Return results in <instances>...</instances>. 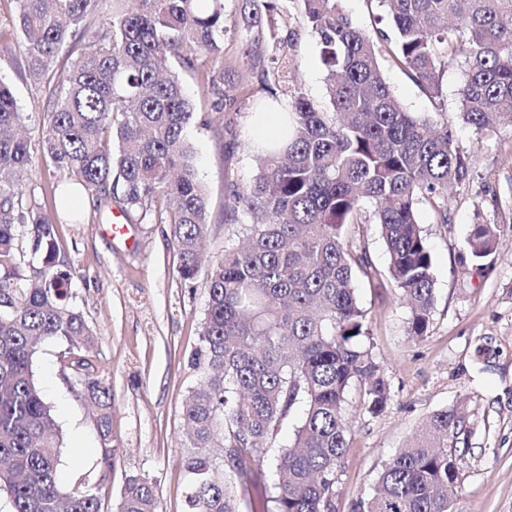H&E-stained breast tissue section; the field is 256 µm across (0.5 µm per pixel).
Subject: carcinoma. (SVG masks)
<instances>
[{"instance_id":"cac0c4a2","label":"carcinoma","mask_w":512,"mask_h":512,"mask_svg":"<svg viewBox=\"0 0 512 512\" xmlns=\"http://www.w3.org/2000/svg\"><path fill=\"white\" fill-rule=\"evenodd\" d=\"M29 79L48 87L39 146L67 179L128 217L172 225L178 273L196 278L208 234L205 191L185 129L196 112L175 69L211 55V84L224 79L225 0H112L92 28L99 0H14ZM241 13L260 28L278 0H250ZM327 71L329 107L288 91V53L246 100L278 120L282 138L255 141L252 182L231 183L229 208L251 216L243 243L208 263L207 308L197 352L201 380L182 404L194 448L183 460L189 512H243L236 483L264 474L265 454L285 422L278 481L266 512H335L336 480L351 424L345 396L357 381L363 409L390 400L381 366L361 341L365 311L354 282L379 276L347 226L370 218L390 255L389 277L409 307V335L427 334L435 302L433 258L418 222L428 204L448 223V188L466 175L451 130L408 112L381 70L377 42L354 26L342 0H301ZM394 29L388 54L432 99L443 94L448 55L464 56L459 118L476 133L512 124V0H378ZM84 50L59 75L73 40ZM23 113L0 79V492L11 512H100L90 489L57 477L59 429L35 378L43 342L69 345L67 369L95 410L101 460L112 467V394L91 360L97 337L70 303L72 266L55 230L58 210L24 193L31 141ZM32 241L21 267L15 243ZM497 229L472 225L473 261L492 255ZM465 414L434 412L424 432L378 476L363 512H449L459 458L448 441ZM117 512H161L156 482L129 476Z\"/></svg>"}]
</instances>
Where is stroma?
<instances>
[{
  "mask_svg": "<svg viewBox=\"0 0 512 512\" xmlns=\"http://www.w3.org/2000/svg\"><path fill=\"white\" fill-rule=\"evenodd\" d=\"M352 23L370 35L390 33V21L376 0H343ZM14 0H0V77L10 84L26 115L31 140L41 135L48 94L22 68ZM265 31L238 28L224 38V86L243 92L256 87L269 65V33L289 38L294 74L291 84L306 97L325 103L326 74L317 39L298 0H281ZM394 95L412 112L431 115L452 129L468 158V175L448 190V221L433 208L419 209L418 221L433 257L435 304L426 336L407 332L408 308L388 278L357 282L366 310L362 341L382 365L391 398L373 416L360 409L362 391L352 385L347 409L353 416L349 444L337 474L336 512H360L378 474L442 409L465 413L468 442L457 445L458 488L449 512H512V126L478 136L463 126L458 92L465 81L463 56L449 58L443 96L428 97L392 62L379 57ZM200 55L179 79L201 119L185 138L196 176L206 190L208 255L219 256L242 239L244 213L227 207L229 182L248 185L256 165L250 151L258 113L250 105L217 113ZM117 205L101 206L86 195L79 219L61 218L56 233L73 268L72 303L96 332L92 353L112 392V469L104 471L99 435L80 389L65 370L66 343L45 341L34 363L37 382L62 433L58 477L65 488L88 476L98 481L100 512H116L130 475L155 478L162 512H187L188 454L182 402L197 387L193 360L206 311L205 273L194 280L178 274L172 227L151 221L132 223L133 245L113 242L103 227ZM494 225L498 248L485 267L472 262L466 238L474 221Z\"/></svg>",
  "mask_w": 512,
  "mask_h": 512,
  "instance_id": "35a3bbf8",
  "label": "stroma"
}]
</instances>
